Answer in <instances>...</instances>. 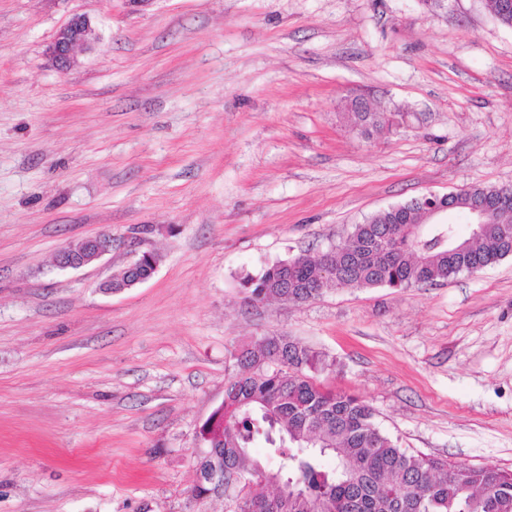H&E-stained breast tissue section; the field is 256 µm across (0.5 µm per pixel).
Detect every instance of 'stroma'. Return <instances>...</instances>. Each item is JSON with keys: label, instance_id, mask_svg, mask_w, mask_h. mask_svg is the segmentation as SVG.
<instances>
[{"label": "stroma", "instance_id": "35a3bbf8", "mask_svg": "<svg viewBox=\"0 0 512 512\" xmlns=\"http://www.w3.org/2000/svg\"><path fill=\"white\" fill-rule=\"evenodd\" d=\"M99 39L67 72L56 30ZM400 108L371 138L345 103ZM512 185V27L484 0H0V512H233L196 495L244 343L326 355L402 447L512 471V256L403 290L249 303L430 192ZM112 251L55 268L66 244ZM144 251L154 275L97 288ZM97 39L90 19L77 15L60 27L46 48L52 65L61 73L68 71L75 63V52L88 47ZM112 251V236L98 234L71 242L55 255V266L61 270L79 269L100 260Z\"/></svg>", "mask_w": 512, "mask_h": 512}]
</instances>
